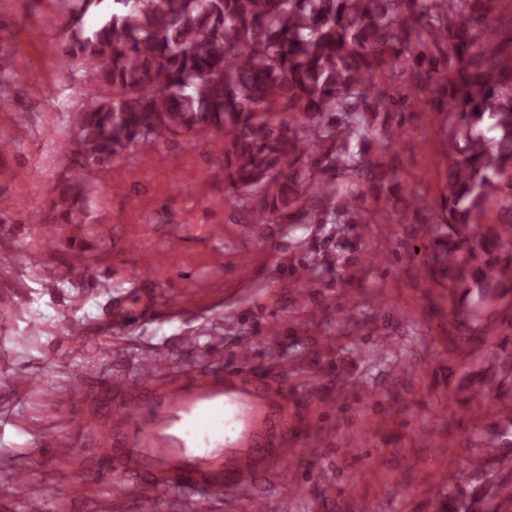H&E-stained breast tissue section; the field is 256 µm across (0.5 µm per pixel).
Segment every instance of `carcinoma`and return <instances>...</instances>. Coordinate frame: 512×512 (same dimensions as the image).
<instances>
[{
  "label": "carcinoma",
  "mask_w": 512,
  "mask_h": 512,
  "mask_svg": "<svg viewBox=\"0 0 512 512\" xmlns=\"http://www.w3.org/2000/svg\"><path fill=\"white\" fill-rule=\"evenodd\" d=\"M54 2L64 60L93 81L64 135L62 155L84 169L55 189L64 224H87L115 158L162 137L221 140L225 195L255 224L362 223L358 188L385 138L351 143L429 87L453 153L437 209L445 233L425 263L469 289L512 288V29L504 38L489 22L498 0H113L121 9L91 29L84 18L101 0ZM386 72L414 89L380 83ZM494 198L498 222L478 223ZM455 325L454 342L487 343L471 316ZM473 398L493 421L471 473L492 475L512 465V391L490 379ZM498 497L512 499V486L473 481L436 512H490Z\"/></svg>",
  "instance_id": "cac0c4a2"
}]
</instances>
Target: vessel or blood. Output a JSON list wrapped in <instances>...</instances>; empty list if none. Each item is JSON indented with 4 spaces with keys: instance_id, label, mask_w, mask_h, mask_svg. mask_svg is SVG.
Wrapping results in <instances>:
<instances>
[{
    "instance_id": "b4317fda",
    "label": "vessel or blood",
    "mask_w": 512,
    "mask_h": 512,
    "mask_svg": "<svg viewBox=\"0 0 512 512\" xmlns=\"http://www.w3.org/2000/svg\"><path fill=\"white\" fill-rule=\"evenodd\" d=\"M251 349L242 346L235 367L223 358L184 372L154 350L135 374L116 372L105 380L115 399L111 420L84 415L80 429L118 454L112 470L96 469L122 496H166L197 486L219 497L226 512L245 500L264 512L260 483H279L275 462L293 457L285 422L286 394L248 371Z\"/></svg>"
}]
</instances>
